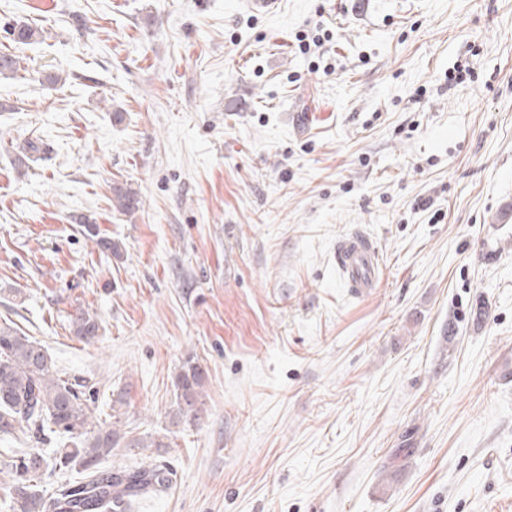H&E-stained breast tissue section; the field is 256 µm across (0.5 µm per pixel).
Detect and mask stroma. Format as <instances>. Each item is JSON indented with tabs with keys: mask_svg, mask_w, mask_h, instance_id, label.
Segmentation results:
<instances>
[{
	"mask_svg": "<svg viewBox=\"0 0 512 512\" xmlns=\"http://www.w3.org/2000/svg\"><path fill=\"white\" fill-rule=\"evenodd\" d=\"M4 50L0 319L169 429L134 512H512V0H0ZM376 260L375 250L366 239L361 237L349 239L337 253L338 264L355 288H366L372 283ZM72 330L75 336L86 343L94 341L99 336L100 324L97 318L89 312L81 311L72 318ZM206 370L193 361L187 359L175 374L176 409L171 420L175 424L195 425L202 413L200 398L206 381Z\"/></svg>",
	"mask_w": 512,
	"mask_h": 512,
	"instance_id": "stroma-1",
	"label": "stroma"
}]
</instances>
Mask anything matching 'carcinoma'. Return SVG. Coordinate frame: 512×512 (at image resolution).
I'll list each match as a JSON object with an SVG mask.
<instances>
[{"instance_id": "carcinoma-1", "label": "carcinoma", "mask_w": 512, "mask_h": 512, "mask_svg": "<svg viewBox=\"0 0 512 512\" xmlns=\"http://www.w3.org/2000/svg\"><path fill=\"white\" fill-rule=\"evenodd\" d=\"M19 70V57L0 54V76L11 77ZM137 203L134 192L113 190L112 206L129 211ZM75 336L89 343L98 337L97 318L85 311L72 318ZM206 370L187 359L175 374V424L193 425L201 418L200 398ZM125 396L112 400L111 420L94 415L80 386L61 377L43 346L7 323L0 321V437L23 444L10 448L0 458V474L10 475L4 486L11 512H115L114 500L134 505L150 492L169 485L167 473L157 468L106 469L103 460L112 455L121 440L127 448H168L169 436L147 437L121 432ZM59 439L48 456L41 445ZM31 447H26V444ZM72 468L80 478L60 483L46 500L39 487L48 470Z\"/></svg>"}]
</instances>
